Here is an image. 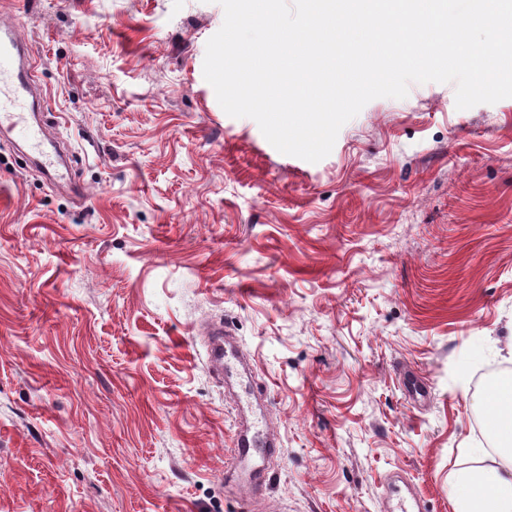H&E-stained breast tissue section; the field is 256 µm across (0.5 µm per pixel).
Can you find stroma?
Here are the masks:
<instances>
[{
    "label": "stroma",
    "mask_w": 512,
    "mask_h": 512,
    "mask_svg": "<svg viewBox=\"0 0 512 512\" xmlns=\"http://www.w3.org/2000/svg\"><path fill=\"white\" fill-rule=\"evenodd\" d=\"M223 22L0 0L52 121L0 132V512H238L219 320L280 441L257 512H390L394 471L453 512L495 459L476 379L512 368V98L414 83L310 163L219 105ZM210 334L212 340L207 349L208 362L211 368L218 373H225L231 377L235 374L236 376L241 375L238 365L243 364L244 354H240L237 350L231 353V358L224 360V337L230 336L226 327L221 324H212ZM231 359L233 362H231Z\"/></svg>",
    "instance_id": "35a3bbf8"
}]
</instances>
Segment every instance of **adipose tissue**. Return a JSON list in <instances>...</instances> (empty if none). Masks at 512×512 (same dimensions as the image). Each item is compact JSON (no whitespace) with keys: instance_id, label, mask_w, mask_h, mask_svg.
I'll list each match as a JSON object with an SVG mask.
<instances>
[{"instance_id":"adipose-tissue-1","label":"adipose tissue","mask_w":512,"mask_h":512,"mask_svg":"<svg viewBox=\"0 0 512 512\" xmlns=\"http://www.w3.org/2000/svg\"><path fill=\"white\" fill-rule=\"evenodd\" d=\"M484 417L501 464L457 474L455 512H512V384L487 396Z\"/></svg>"}]
</instances>
